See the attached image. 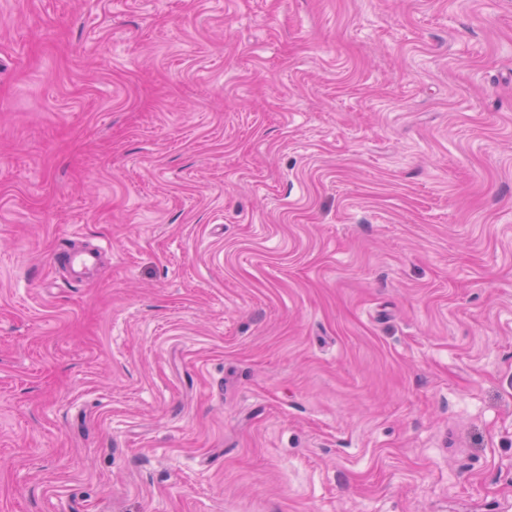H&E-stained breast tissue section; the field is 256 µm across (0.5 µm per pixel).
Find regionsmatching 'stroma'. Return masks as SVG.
I'll list each match as a JSON object with an SVG mask.
<instances>
[{"instance_id":"1","label":"stroma","mask_w":512,"mask_h":512,"mask_svg":"<svg viewBox=\"0 0 512 512\" xmlns=\"http://www.w3.org/2000/svg\"><path fill=\"white\" fill-rule=\"evenodd\" d=\"M0 512H512V0H0Z\"/></svg>"}]
</instances>
